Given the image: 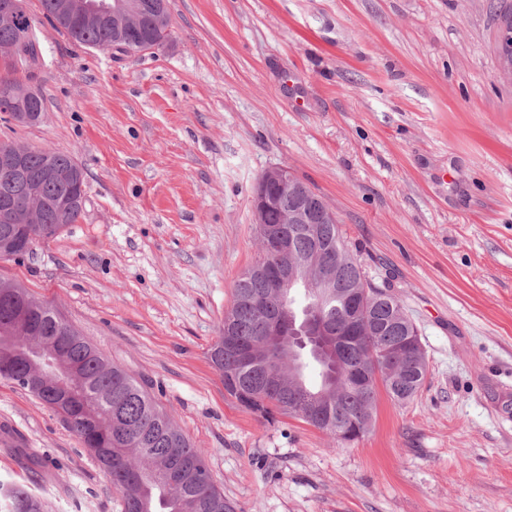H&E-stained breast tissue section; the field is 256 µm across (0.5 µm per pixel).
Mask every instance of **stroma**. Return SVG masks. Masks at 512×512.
<instances>
[{
  "label": "stroma",
  "mask_w": 512,
  "mask_h": 512,
  "mask_svg": "<svg viewBox=\"0 0 512 512\" xmlns=\"http://www.w3.org/2000/svg\"><path fill=\"white\" fill-rule=\"evenodd\" d=\"M498 0H168L170 40L81 46L26 0L45 111L0 141L71 155L78 223L0 259L204 449L232 512H512V78ZM288 170L418 328L427 373L339 444L224 395L210 362L259 255L250 206ZM39 464L28 469L26 449ZM0 477L42 512H123L65 423L0 380Z\"/></svg>",
  "instance_id": "35a3bbf8"
}]
</instances>
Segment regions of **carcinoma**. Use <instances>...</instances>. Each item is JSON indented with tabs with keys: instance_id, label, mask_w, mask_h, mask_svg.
Listing matches in <instances>:
<instances>
[{
	"instance_id": "cac0c4a2",
	"label": "carcinoma",
	"mask_w": 512,
	"mask_h": 512,
	"mask_svg": "<svg viewBox=\"0 0 512 512\" xmlns=\"http://www.w3.org/2000/svg\"><path fill=\"white\" fill-rule=\"evenodd\" d=\"M39 2L49 22L73 42L85 46H161L171 34V18L160 19L161 5L166 0H136L139 22L130 30L61 16L56 11L57 0ZM24 150L28 183L47 208L37 223H28L20 216L8 223L0 222V243L9 241L7 253L14 260L27 255L30 242H45L76 223L83 210L80 205L66 212L48 207L64 195L84 197V172L74 158L56 149L26 146ZM49 168L71 175L70 180L49 177ZM320 228L332 251L315 255L316 242L296 230L295 257H314L318 269L332 265L339 294L355 288L368 289L362 304L365 326L355 331V343L342 354L346 370L364 366L371 355L376 357V376L368 388L361 390L343 376L333 391L323 395V375L318 365L317 380L305 387L311 360L303 361L295 370L285 352L245 364L238 352L224 351L222 335L212 346L210 359L224 383V391L249 412L266 419L277 414L299 418L347 443L349 439L341 435L345 428L355 421L373 422L379 388L399 403L410 400L392 380V373L401 371L407 382L418 386L425 378L427 362L424 355L418 358L402 351L404 338L418 333L417 328L391 296L367 282L361 264L343 241L338 224H322ZM254 298H268L271 305H276L270 298L267 277L241 276L235 283L232 305L236 316L233 339L241 349L257 348L264 340L266 321L253 307ZM77 334L79 331L57 310L38 301L25 288L0 281V355L14 357L9 366L0 363V380L16 384L49 406L47 398L21 382L26 359L34 356L53 376L62 375L70 365L80 368L81 381L66 405L54 412L93 456H99L106 448L121 453L123 467L106 469L104 473L121 493L124 512H154L144 507L147 490L154 486L162 490L169 503L162 512H229L224 494L212 478L205 452L194 447L134 377L107 361L88 337H83L82 344L67 341V337ZM271 374L280 376L281 390L265 393L261 386ZM320 407L330 417L331 425L313 421L312 415ZM0 512H41V503L27 486L0 481Z\"/></svg>"
}]
</instances>
